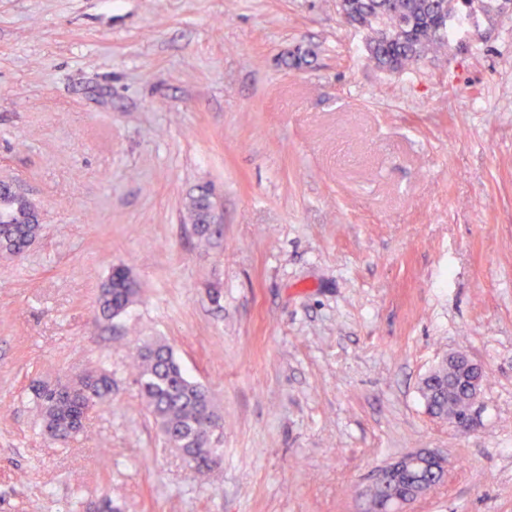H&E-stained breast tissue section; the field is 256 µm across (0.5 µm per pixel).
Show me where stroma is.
<instances>
[{
  "instance_id": "1",
  "label": "stroma",
  "mask_w": 512,
  "mask_h": 512,
  "mask_svg": "<svg viewBox=\"0 0 512 512\" xmlns=\"http://www.w3.org/2000/svg\"><path fill=\"white\" fill-rule=\"evenodd\" d=\"M337 2L0 0V179L42 218L0 254V512H365L421 448L450 469L409 512H512V14L392 74ZM153 340L224 418L207 475L133 382ZM454 351L488 374L466 432L418 392ZM87 370L112 398L59 447L29 385ZM209 200L207 195L194 197L189 203V213L192 224L198 236L209 241L212 238L221 237L222 233L207 227ZM137 288V283L128 269L123 266L113 267L98 299L100 313L105 317L113 318L126 312L139 294Z\"/></svg>"
}]
</instances>
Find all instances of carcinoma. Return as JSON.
<instances>
[{
    "instance_id": "1",
    "label": "carcinoma",
    "mask_w": 512,
    "mask_h": 512,
    "mask_svg": "<svg viewBox=\"0 0 512 512\" xmlns=\"http://www.w3.org/2000/svg\"><path fill=\"white\" fill-rule=\"evenodd\" d=\"M348 21L370 34L369 54L378 67L390 72L410 69L426 53L448 41V21L454 12L453 0H339ZM207 195L189 203L192 224L204 240L221 233L207 227ZM41 225L30 224L25 216L12 224L0 223V249L10 255L22 253L40 234ZM139 290L128 269L116 266L103 285L98 299L102 315L113 318L126 312ZM138 386L143 402L169 448L192 454V466L203 472L223 456L221 416L210 391L190 380L172 348L153 341L138 349ZM457 363L439 365L421 381L420 395L427 413L459 416L467 410L463 388L465 354H456ZM112 374L85 371L72 379L71 397L51 402L47 389L36 382L33 395L42 415L45 433L66 444L83 434L90 412L112 397Z\"/></svg>"
}]
</instances>
